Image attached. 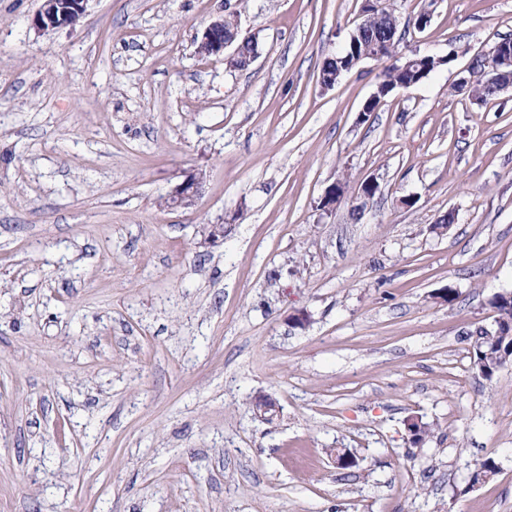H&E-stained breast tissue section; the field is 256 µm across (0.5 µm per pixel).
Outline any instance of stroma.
<instances>
[{
	"label": "stroma",
	"mask_w": 512,
	"mask_h": 512,
	"mask_svg": "<svg viewBox=\"0 0 512 512\" xmlns=\"http://www.w3.org/2000/svg\"><path fill=\"white\" fill-rule=\"evenodd\" d=\"M387 2L455 60L362 121L387 60L319 84L361 0H0V512H512V365L466 339L512 291V92L454 89L512 0ZM230 13L245 70L197 53ZM90 0H43L33 24L38 29L74 27L84 17ZM203 173H195L183 181L170 195L171 205L176 207H189L194 205L198 198L203 182Z\"/></svg>",
	"instance_id": "obj_1"
}]
</instances>
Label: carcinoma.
Segmentation results:
<instances>
[{"mask_svg":"<svg viewBox=\"0 0 512 512\" xmlns=\"http://www.w3.org/2000/svg\"><path fill=\"white\" fill-rule=\"evenodd\" d=\"M377 6L366 9V18L356 24L345 48L335 54L336 68L348 66L352 59L364 49L373 45L380 46L382 57L393 60L379 76L378 85L391 93L403 84L408 88L419 85L432 73V62L423 59L419 53L408 56L412 60L409 69H402L399 46L402 40L399 34L400 21L394 10L384 5L383 0H375ZM238 20L233 15L224 16V34L237 35L236 43L240 48L235 57L226 61L227 66L244 70L254 61L259 53L256 37L248 39L239 33ZM471 89L473 97L484 102L496 96L492 74L487 71L481 55L471 60ZM496 316L502 320L494 329L476 327L468 334L471 341V359L474 366L487 380L492 379L505 365L512 363V293L508 291L496 294L492 300ZM405 429L413 444L422 443L428 438L432 429L419 419L410 417L405 421ZM498 473L496 462L487 458L475 465L471 474L472 484H481L493 479Z\"/></svg>","mask_w":512,"mask_h":512,"instance_id":"carcinoma-1","label":"carcinoma"}]
</instances>
